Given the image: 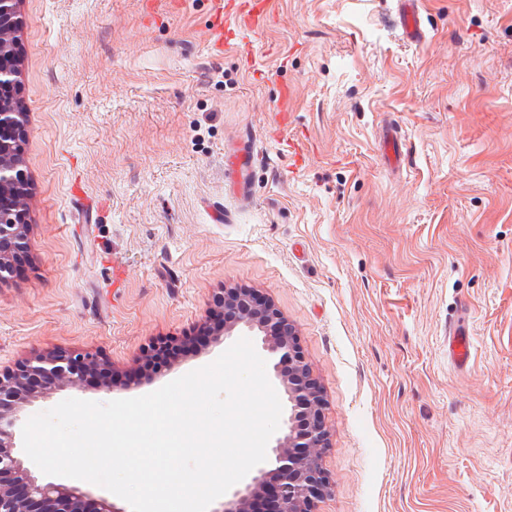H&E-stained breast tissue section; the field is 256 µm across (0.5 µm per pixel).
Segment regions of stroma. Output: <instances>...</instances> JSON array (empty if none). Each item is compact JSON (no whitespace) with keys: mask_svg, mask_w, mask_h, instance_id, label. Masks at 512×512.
<instances>
[{"mask_svg":"<svg viewBox=\"0 0 512 512\" xmlns=\"http://www.w3.org/2000/svg\"><path fill=\"white\" fill-rule=\"evenodd\" d=\"M210 8L18 0L32 229L24 274L0 283V369L80 349L113 374L21 419L212 363L223 337L134 375L216 292L251 288L293 324L324 392L331 492L316 512H512V0H419L422 44L396 0H272L273 24L219 57ZM244 142L246 199L224 164ZM462 314L461 370L445 332Z\"/></svg>","mask_w":512,"mask_h":512,"instance_id":"stroma-1","label":"stroma"}]
</instances>
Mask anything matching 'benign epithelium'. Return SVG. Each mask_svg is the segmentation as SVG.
Returning <instances> with one entry per match:
<instances>
[{"mask_svg": "<svg viewBox=\"0 0 512 512\" xmlns=\"http://www.w3.org/2000/svg\"><path fill=\"white\" fill-rule=\"evenodd\" d=\"M19 24L17 0H0V34ZM18 84L14 69L0 66V98ZM22 113L0 104V132L21 125ZM15 145L0 139V186L27 185L28 174L20 163L5 156ZM30 226L13 217L0 216V283L12 275V255L28 246ZM233 316L214 335L231 336L248 330L262 336V348L272 362L273 382L288 403V416L275 437L271 455L254 467L241 486L224 495L213 512H248V506L271 478H276V512H315L329 494L330 485L322 466L328 447L325 399L322 389L299 345L296 330L275 305L249 288H226L217 296ZM106 365L90 352L80 350L35 351L15 368L0 369V512H121L108 499L96 498L63 483L43 482L15 454V429L20 404L36 393L57 386L81 389L83 369L89 364Z\"/></svg>", "mask_w": 512, "mask_h": 512, "instance_id": "obj_1", "label": "benign epithelium"}]
</instances>
